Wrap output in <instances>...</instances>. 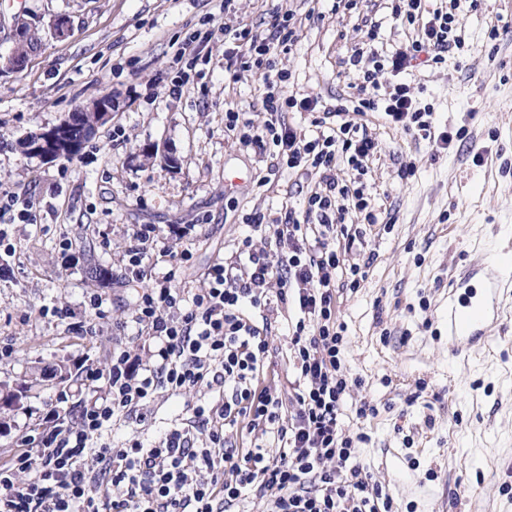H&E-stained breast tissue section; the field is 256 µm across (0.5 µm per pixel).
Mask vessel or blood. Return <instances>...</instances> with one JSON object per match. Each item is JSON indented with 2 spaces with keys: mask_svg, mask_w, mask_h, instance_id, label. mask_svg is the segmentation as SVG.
Instances as JSON below:
<instances>
[{
  "mask_svg": "<svg viewBox=\"0 0 512 512\" xmlns=\"http://www.w3.org/2000/svg\"><path fill=\"white\" fill-rule=\"evenodd\" d=\"M468 268L459 281L462 289L448 302V334L457 341V356H465L479 342L486 343L498 324L505 296H512V273L488 267L483 278Z\"/></svg>",
  "mask_w": 512,
  "mask_h": 512,
  "instance_id": "vessel-or-blood-1",
  "label": "vessel or blood"
}]
</instances>
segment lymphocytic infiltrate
Segmentation results:
<instances>
[{
    "mask_svg": "<svg viewBox=\"0 0 512 512\" xmlns=\"http://www.w3.org/2000/svg\"><path fill=\"white\" fill-rule=\"evenodd\" d=\"M456 8L457 0L431 11L423 0H392L391 16L411 27L410 40L378 55V28L370 26L347 60L355 106L325 110L334 125L312 137L298 135L283 112L288 106L316 111L318 98L285 99L279 91L290 78L279 58L291 51L300 29L294 13L276 9L264 25L222 28L225 77L262 79L258 93L267 120L249 144L271 151L288 169L317 174L318 186L284 223L247 215V234L208 267L199 290L182 281L191 253L180 242L188 228H133L118 278L142 286L131 322L149 351L142 357L123 344L114 348L107 368L86 373L96 395L54 413L22 438L21 452L0 462V512H227L251 491L265 498V512H392L389 495L357 461L365 434L347 433L341 422L353 379L344 365L337 293L343 286L360 288L374 258L347 263L336 241L350 210L364 212L370 224L377 217L363 188L338 173L367 174L378 152L377 141L355 122L358 114L384 113L391 126L420 132L433 150L448 149L452 134L434 132L433 110L420 106L410 84L384 93L379 77L437 66L450 49L463 48ZM268 229L285 252L277 264L254 245L255 234ZM154 249L166 257L168 270L152 279L143 261ZM274 302L295 311L287 392L276 381L259 383L273 350L255 312ZM201 387L213 397L193 406L190 421L174 422L148 445L111 442L114 429L144 422L159 394ZM242 422L260 431L264 443L234 447L224 429Z\"/></svg>",
    "mask_w": 512,
    "mask_h": 512,
    "instance_id": "lymphocytic-infiltrate-1",
    "label": "lymphocytic infiltrate"
}]
</instances>
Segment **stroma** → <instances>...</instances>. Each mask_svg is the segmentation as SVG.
<instances>
[{"instance_id":"stroma-1","label":"stroma","mask_w":512,"mask_h":512,"mask_svg":"<svg viewBox=\"0 0 512 512\" xmlns=\"http://www.w3.org/2000/svg\"><path fill=\"white\" fill-rule=\"evenodd\" d=\"M465 46L438 69H414L405 83L431 104L436 130L455 132L448 150L433 152L417 135L388 127L380 114L358 116L379 143L365 192L378 221L351 212L365 251L376 260L360 288L343 290L338 319L346 327L345 365L358 385L345 401V430L363 428L359 462L393 499V512H512V320L489 345L455 357L448 337V297L460 274L484 253L512 254V0H457ZM234 23L259 25L272 9L293 10L303 23L297 43L281 57L289 70L284 96L313 93L324 107L352 99L346 61L364 41L365 20L379 22L375 46L393 51L409 37L390 19V0H359L336 12L320 0L323 17L307 20L310 0H236ZM43 30L41 50L18 72L6 68L16 12ZM73 30L58 39L55 19ZM220 0H0V193L31 204L32 224L0 226L16 249L13 274L0 279V380L30 379L35 367L64 362L106 367L113 346L134 334L133 287L92 282L94 269L115 270L138 224H198L187 247L186 287H205L213 259L230 252L243 218L259 211L268 222L302 210L317 175L270 172L268 153L244 144L224 126L225 109L262 126L255 87L245 75L224 77V43L199 46L189 71L190 93L175 99L173 47L192 34L219 32ZM115 106L79 153L48 163L18 146L103 94ZM416 172L403 179L402 165ZM244 179L224 186L227 175ZM72 249L61 246L64 238ZM107 299V315L86 314L89 293ZM74 312V326L50 315ZM87 396L84 380L58 388L33 385L0 436V461L19 450L25 433L57 408ZM200 389L167 394L148 407L147 438L185 417L208 398ZM376 415L360 420L362 402Z\"/></svg>"}]
</instances>
